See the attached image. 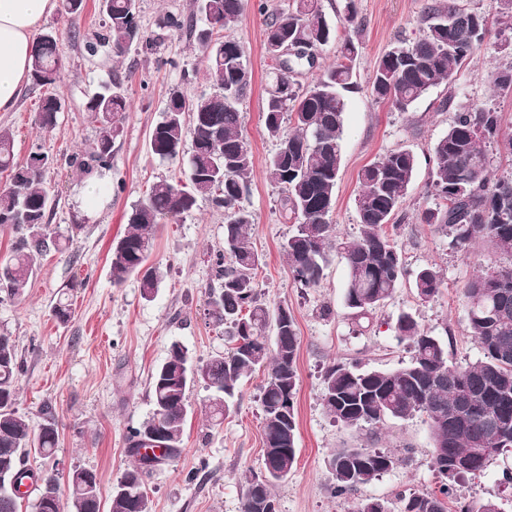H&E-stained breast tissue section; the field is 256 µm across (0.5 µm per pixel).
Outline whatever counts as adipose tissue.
Masks as SVG:
<instances>
[{"label": "adipose tissue", "mask_w": 512, "mask_h": 512, "mask_svg": "<svg viewBox=\"0 0 512 512\" xmlns=\"http://www.w3.org/2000/svg\"><path fill=\"white\" fill-rule=\"evenodd\" d=\"M57 0H0V112L12 111L27 80L40 21Z\"/></svg>", "instance_id": "ef3b65f1"}]
</instances>
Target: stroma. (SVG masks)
<instances>
[{
  "instance_id": "1",
  "label": "stroma",
  "mask_w": 512,
  "mask_h": 512,
  "mask_svg": "<svg viewBox=\"0 0 512 512\" xmlns=\"http://www.w3.org/2000/svg\"><path fill=\"white\" fill-rule=\"evenodd\" d=\"M350 1L361 22L355 30L346 21ZM287 2L245 0L242 15L228 30L244 47L252 69L251 89L241 109L254 156L245 205L255 217L251 242L262 257L256 277L260 300L272 310L281 305L291 309L300 341L298 460L288 478L275 486L274 494L279 512H350L351 500L331 493L328 458L339 448H388L407 459L406 464L361 486L357 497L391 500L401 493L433 491L439 483L426 416L389 420L373 433L332 423L321 405V375L327 364L343 358L382 370L408 362L412 351L393 328L403 311L415 315L426 330L445 342L452 362L463 366L480 357L469 334L462 286L474 272L492 271L506 258L484 240L456 251L433 226L421 223L420 214L434 204L428 194L433 146L457 112L494 100L503 130L512 132V98L496 95L489 81L495 68L512 63V33L503 31L495 0H459L460 5L487 16L489 36L453 84L437 85L408 111L399 112L376 102L371 83L380 58L396 39L411 42L421 35L427 0H321L337 37L349 34L358 44L353 67L359 89L345 113L331 221L341 238L356 236L361 169L391 150H411L418 166L396 216L399 227L394 240L411 274L432 266L443 279L435 299L424 303L416 296L411 275L405 278L393 298L374 311L369 326L361 329L345 305L347 266L341 254L332 255L317 287L304 288L294 280L281 249L292 222L283 209L281 191L264 174L276 150L264 132L262 118L266 75L272 65L264 29L269 10ZM86 3L75 20L55 12L38 25L39 31L52 29L59 36L65 67L56 84L44 88L24 84L13 111L0 112V129L13 134L18 162H25L35 149L53 158L44 174L50 193V228L70 238L63 250L37 256L35 275L21 299L0 296V328L13 334L24 361L17 403L20 413L32 428H39L49 417L58 428L54 459L30 457L28 468L55 467L63 474L75 467L95 470L100 500L106 506L113 485L132 463L126 437L151 411L149 379L170 344L183 343L198 360L227 347L223 328L209 324L205 317L208 290L215 283L212 260L224 249V212L201 197L177 222L160 225L150 262L160 267L163 281L154 298L143 299L133 277L122 287H113L112 247L123 236L132 208L144 200L150 184L177 176L182 168L181 163L153 155L149 148V133L162 118L169 90L179 88L193 99L212 93L215 86L193 39L163 26L167 13H193L194 0H139L142 30L161 44L122 57L107 46L93 55L86 51L85 37L99 30L101 22L97 0ZM74 29L79 30L80 39L71 37ZM116 80L125 89L128 107L113 145L112 168L100 177L81 178L68 160L85 151L96 135L85 102L100 85ZM48 95L60 98L63 107L55 128L44 131L35 120L41 98ZM110 182L122 183L123 191L103 192V185ZM93 191L97 202L86 205L85 198ZM74 224L80 230L72 236L68 230ZM75 279L82 286L72 317L63 324L53 317L52 305L57 292ZM262 381L259 372L242 381L237 410L218 426L207 415L206 391L190 390L182 452L148 481L151 512H240L243 476L263 466L258 402ZM506 469H512V453L457 484V498L497 496L503 499L506 512H512V485L501 482Z\"/></svg>"
}]
</instances>
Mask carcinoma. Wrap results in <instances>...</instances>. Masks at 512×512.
Returning <instances> with one entry per match:
<instances>
[{
	"instance_id": "1",
	"label": "carcinoma",
	"mask_w": 512,
	"mask_h": 512,
	"mask_svg": "<svg viewBox=\"0 0 512 512\" xmlns=\"http://www.w3.org/2000/svg\"><path fill=\"white\" fill-rule=\"evenodd\" d=\"M210 2L212 10L202 27L194 25L191 15L170 13L163 22L171 31L186 30L194 37L217 87L216 92L194 101L187 100L181 90L170 89L162 120L150 135L153 154L163 160H186V181L160 179L149 187L145 199L133 207L124 236L112 248L110 271L113 287L135 277L142 296L153 298L162 271L148 260L160 221L176 220L194 208L198 197H208L224 209V254L217 261L218 286L208 291L207 317L214 325L229 328L234 347L196 362L187 347L171 343L167 357L151 374L150 416L127 436L133 463L118 480L138 498L141 510L129 509L113 497L109 512H150L146 483L159 464L179 458L187 396L198 384L209 392L210 420L220 425L235 410L242 379L266 371L259 396L263 470L246 477L240 512H264L263 504L275 501L273 488L288 478L297 462L296 323L287 307L272 312L260 301L256 276L261 257L249 236L255 219L242 205L254 167L241 111L252 71L240 42L215 35L238 19L244 0ZM98 6L102 32L85 42L89 53L108 46L121 57L134 47L151 49L157 44L141 31L137 0H98ZM422 25L421 37L409 44L400 40L383 55L372 81L374 99L401 112L433 87L453 82L489 32L486 16L460 7L457 0H430ZM286 41L308 43L317 55L335 41L321 0H293L268 16L267 53ZM58 42L54 30L37 39L30 71L34 85L50 86L59 78L64 63ZM356 53L353 39H344L336 62L305 86L278 76L277 68H272L262 112L267 137L277 147L288 148L285 156L274 153L266 177L283 193L295 219L293 233L282 245L294 278L302 287L314 288L324 276L330 252L343 254L348 269L345 303L361 328L370 312L393 297L407 275L402 254L387 229L397 228L391 221L402 206L417 157L400 148L363 169L357 199L359 235L352 240L337 238L331 213L342 161L344 114L348 95L357 89L352 66ZM492 83L498 94L512 95V63L494 72ZM61 110L57 97L41 99L38 125L53 129ZM125 110L126 96L119 83L105 85L89 97L85 111L97 123L96 136L88 150L69 158V167L85 176L112 167V144ZM188 141L191 148L187 150ZM432 153L430 193L437 203L422 211L421 223L434 226L457 249L486 238L509 258L507 266L472 275L462 290L470 335L482 356L464 366L453 363L442 339L411 313L402 312L395 330L410 342V361L390 370L333 361L323 375L321 404L333 422L351 428L373 429L388 419L408 420L417 413L430 421L440 487L399 496L396 510L382 499L381 512H504L495 497L453 507L449 497L453 484L483 471L494 457L512 452V211L502 215L500 197L504 186H512V171L493 173L495 157H512V133L503 131L494 103H481L456 113ZM52 163L38 149L24 163L16 162L13 136L0 130V173L9 178V184L0 189V229L28 235L0 266V294L8 298L25 293L34 275V254L49 246V197L43 175ZM440 286L441 275L433 267H423L414 276L416 296L423 303L434 300ZM77 287L72 283L58 292L52 313L62 323L72 316ZM22 367L15 338L1 330L0 512H19V497L13 494L11 482L22 486L28 480L37 491L35 512H100L96 472L70 470L63 490L54 472L25 468L31 453L55 456L58 431L49 420L36 433L18 411ZM151 427L161 428L168 441L164 451L153 456L141 452L145 444L140 440ZM401 463L390 449H338L328 460L333 493L349 496Z\"/></svg>"
}]
</instances>
